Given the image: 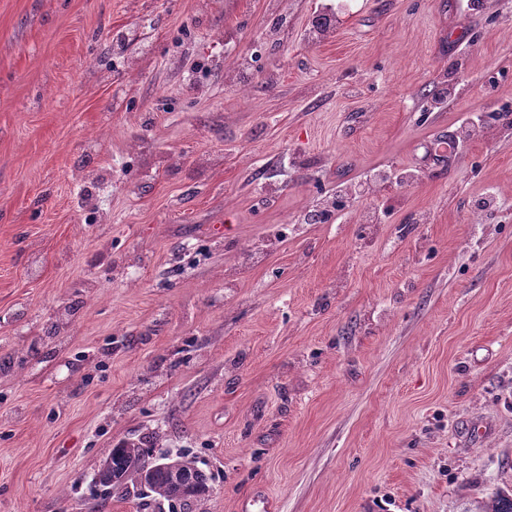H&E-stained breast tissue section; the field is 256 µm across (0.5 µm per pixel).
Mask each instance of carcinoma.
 <instances>
[{
	"instance_id": "cac0c4a2",
	"label": "carcinoma",
	"mask_w": 512,
	"mask_h": 512,
	"mask_svg": "<svg viewBox=\"0 0 512 512\" xmlns=\"http://www.w3.org/2000/svg\"><path fill=\"white\" fill-rule=\"evenodd\" d=\"M155 438L121 442L91 478L97 495L107 499L113 490H122L120 498L134 494L165 505L171 512H191L190 507L205 499L210 486L208 477L193 460L177 458V466L155 465L152 456ZM481 512H512V493L498 490L481 507Z\"/></svg>"
}]
</instances>
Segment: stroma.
I'll use <instances>...</instances> for the list:
<instances>
[{
	"label": "stroma",
	"instance_id": "obj_1",
	"mask_svg": "<svg viewBox=\"0 0 512 512\" xmlns=\"http://www.w3.org/2000/svg\"><path fill=\"white\" fill-rule=\"evenodd\" d=\"M511 110L512 0H0V512L147 435L193 512L511 490Z\"/></svg>",
	"mask_w": 512,
	"mask_h": 512
}]
</instances>
